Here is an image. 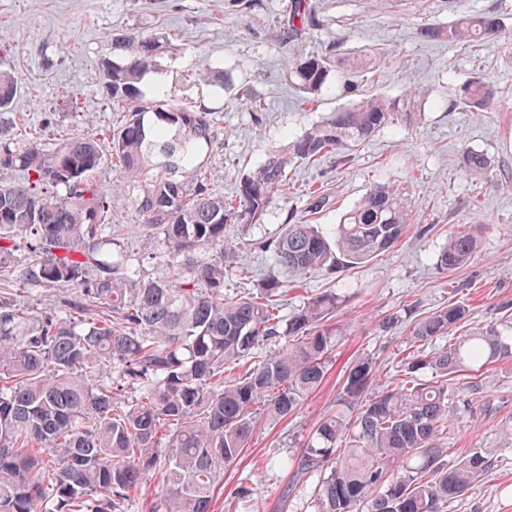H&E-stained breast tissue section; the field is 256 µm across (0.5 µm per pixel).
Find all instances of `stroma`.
<instances>
[{"label": "stroma", "instance_id": "stroma-1", "mask_svg": "<svg viewBox=\"0 0 512 512\" xmlns=\"http://www.w3.org/2000/svg\"><path fill=\"white\" fill-rule=\"evenodd\" d=\"M0 0V69L18 76L20 93L8 112L16 145L57 142L71 134H92L109 145L124 120L103 87L101 63L115 33L161 32L168 49L162 74H148V97L181 99L211 110L217 140L212 161L224 194H234L243 173L257 167L269 149L287 145L312 125L349 103L328 87L314 102L301 100L286 63L330 46L346 54L377 55V78L364 91L396 96L414 84L426 91L421 119L389 124L347 152L344 163L329 157L316 166L293 167L288 187L277 195L263 224L230 229L256 275L273 269L270 254L255 244L273 236L288 219L311 217L330 226L377 183L408 189L409 226L402 239L379 257L330 276L311 271L296 277L281 271L289 290L286 307L308 295L334 290L346 298L332 322L339 331L327 380L293 415L260 419L242 458L224 471L215 489L213 512H280L288 477L274 464L299 451L313 425L337 410L339 372L362 355L376 358L377 383L397 382L405 348V327L380 332L383 318L426 313L457 303L482 328L512 316V62L488 43L451 45L422 41L420 25H445L460 16L493 11L512 32V0H318L321 25L294 40L283 29L289 0ZM223 71L220 87L198 84L196 71ZM490 76L497 91L488 112L456 109L448 95L472 73ZM248 94L256 109L242 107ZM487 154L492 177L460 170L463 150ZM112 196V228L125 247L138 249L128 232L141 223L117 166L105 162L95 175ZM318 190L326 204L308 212V193ZM463 224L479 229L480 246L458 270H442L437 257L450 231ZM484 393L493 412L478 421L457 420L448 434L452 457L484 449L491 469L451 512H512V360L486 368Z\"/></svg>", "mask_w": 512, "mask_h": 512}]
</instances>
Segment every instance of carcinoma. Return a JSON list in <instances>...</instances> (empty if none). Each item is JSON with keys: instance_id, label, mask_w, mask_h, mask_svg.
<instances>
[{"instance_id": "cac0c4a2", "label": "carcinoma", "mask_w": 512, "mask_h": 512, "mask_svg": "<svg viewBox=\"0 0 512 512\" xmlns=\"http://www.w3.org/2000/svg\"><path fill=\"white\" fill-rule=\"evenodd\" d=\"M320 24L317 0H291L288 32L301 37ZM418 35L492 42L512 59V35L492 11L423 24ZM164 47L161 32L116 33L103 77L112 107L125 112L110 149L143 218L140 251L165 247V272L141 276L135 256L106 232L112 202L94 178L105 162L97 138L24 148L0 140V169L23 173L0 183V269L27 285L73 290L62 314L42 316L0 289V512H119L133 493L149 497L148 512H210L258 412L285 418L325 380L336 346L326 322L345 302L326 290L284 315L283 284L271 271L257 291L225 295L229 272L253 278L228 228L263 223L288 186L289 166L337 155L424 111L418 86L395 97L356 95L371 70L364 55L344 59L334 48L289 61L306 101L333 82L351 102L270 151L226 198L212 187V113L148 98L141 88L147 74L162 73ZM18 89V78L0 71V116ZM494 103L482 73L454 89L453 104L466 112ZM461 168L486 178L493 171L490 158L472 149ZM410 207L405 190L378 183L331 229L293 219L258 248L295 275H334L394 246ZM477 248L474 230L459 227L437 265L459 269ZM466 316L451 303L409 321L410 352L390 389L372 387L370 357L340 373L337 401L348 413L321 419L298 452L278 460L287 495L310 487L313 512H449L491 459L473 448L448 461V430L456 418L492 410L482 370L512 359V321L453 337ZM440 339L448 344L437 348ZM236 361L249 368L224 377Z\"/></svg>"}]
</instances>
